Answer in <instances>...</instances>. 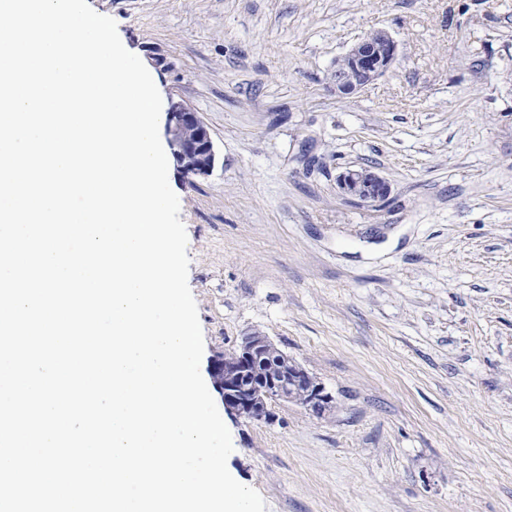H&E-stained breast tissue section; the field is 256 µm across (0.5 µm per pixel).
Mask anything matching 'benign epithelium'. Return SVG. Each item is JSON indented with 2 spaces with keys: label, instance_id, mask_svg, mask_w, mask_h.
<instances>
[{
  "label": "benign epithelium",
  "instance_id": "benign-epithelium-1",
  "mask_svg": "<svg viewBox=\"0 0 512 512\" xmlns=\"http://www.w3.org/2000/svg\"><path fill=\"white\" fill-rule=\"evenodd\" d=\"M397 58V44L385 31L371 32L356 42L336 67L332 84L340 98L356 94L382 76ZM166 134L172 155L186 176L195 178L210 174L216 164V152L209 127L181 103H174L167 112ZM339 192L367 206L383 203L391 193V186L378 172L366 168L347 169L336 177ZM274 352L268 336L255 331L243 336L238 349L216 355L210 366L217 390L222 394L226 408L244 417L265 415L273 400L291 401L289 382L306 380L308 372L296 362L283 357L280 366L256 380L248 379L250 367L264 356ZM306 408L324 414L334 396L320 382H310L306 392Z\"/></svg>",
  "mask_w": 512,
  "mask_h": 512
}]
</instances>
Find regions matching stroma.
Listing matches in <instances>:
<instances>
[{
  "instance_id": "35a3bbf8",
  "label": "stroma",
  "mask_w": 512,
  "mask_h": 512,
  "mask_svg": "<svg viewBox=\"0 0 512 512\" xmlns=\"http://www.w3.org/2000/svg\"><path fill=\"white\" fill-rule=\"evenodd\" d=\"M163 107L209 126L169 171L200 364L266 334L336 401L222 413L265 512H512V0H88ZM385 30L394 65L337 97ZM391 185L368 207L339 172ZM397 44L385 31L371 32L356 42L336 67L332 84L340 98L356 94L382 76L397 58ZM166 134L172 155L186 176L209 175L216 164V152L209 127L181 103H172L167 112Z\"/></svg>"
}]
</instances>
